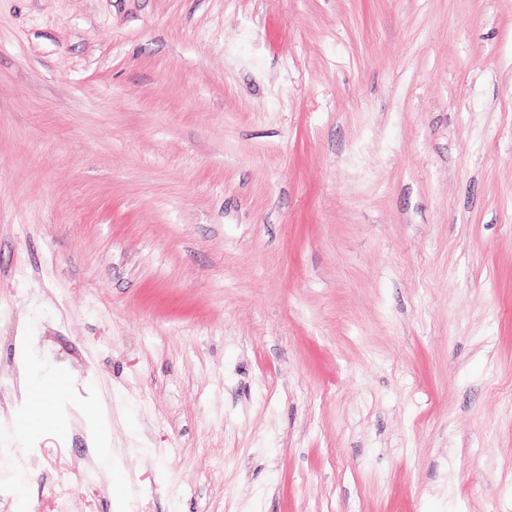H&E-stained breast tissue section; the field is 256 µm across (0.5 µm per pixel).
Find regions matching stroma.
Here are the masks:
<instances>
[{
	"instance_id": "35a3bbf8",
	"label": "stroma",
	"mask_w": 512,
	"mask_h": 512,
	"mask_svg": "<svg viewBox=\"0 0 512 512\" xmlns=\"http://www.w3.org/2000/svg\"><path fill=\"white\" fill-rule=\"evenodd\" d=\"M33 398L0 512H512V0H0ZM93 440L97 462L111 471L112 469V448L110 445L108 424L105 419L94 415L89 424Z\"/></svg>"
}]
</instances>
